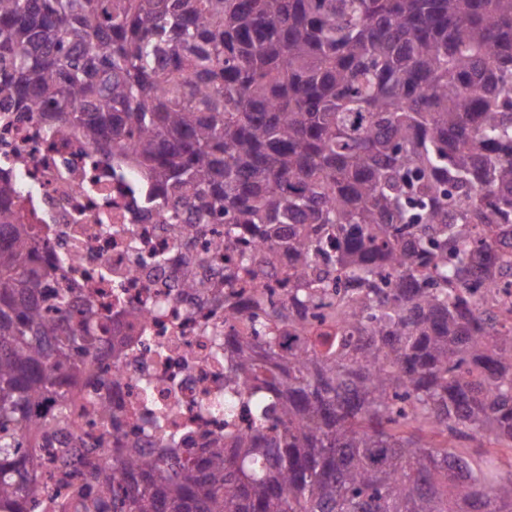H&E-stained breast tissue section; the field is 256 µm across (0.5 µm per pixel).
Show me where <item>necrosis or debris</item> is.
<instances>
[{"instance_id": "1", "label": "necrosis or debris", "mask_w": 512, "mask_h": 512, "mask_svg": "<svg viewBox=\"0 0 512 512\" xmlns=\"http://www.w3.org/2000/svg\"><path fill=\"white\" fill-rule=\"evenodd\" d=\"M1 174L20 187L15 206L45 244L42 266L74 290L88 329L106 340L85 354L87 376L69 399L52 395L35 409L68 419L35 451L37 477L53 494L36 512H83L62 479L76 461L200 456L247 427V401L224 417L225 396L238 393L224 381V339L236 332L224 306L243 293L209 249L223 225L177 233L180 218L151 207L141 173L104 161L78 127L51 129L37 112H10L0 123ZM183 278L199 289L180 293ZM133 309L140 318H130ZM78 434L93 447H74Z\"/></svg>"}]
</instances>
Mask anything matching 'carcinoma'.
<instances>
[{
    "label": "carcinoma",
    "instance_id": "carcinoma-1",
    "mask_svg": "<svg viewBox=\"0 0 512 512\" xmlns=\"http://www.w3.org/2000/svg\"><path fill=\"white\" fill-rule=\"evenodd\" d=\"M0 102L45 105L151 183L181 232L224 214L245 282L224 341L255 426L193 459L83 462L85 512H512V0H0ZM0 176V512L49 487L31 413L103 345ZM307 342L281 349L275 332ZM484 294L485 296L472 297V301L479 308L490 307L497 314L500 322L510 326L512 324V294L510 290L497 285L489 296Z\"/></svg>",
    "mask_w": 512,
    "mask_h": 512
}]
</instances>
